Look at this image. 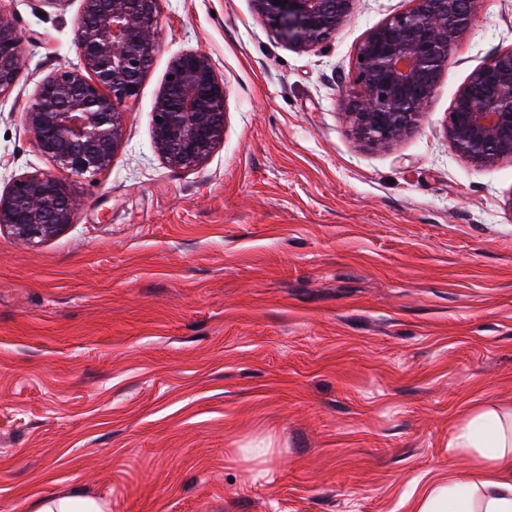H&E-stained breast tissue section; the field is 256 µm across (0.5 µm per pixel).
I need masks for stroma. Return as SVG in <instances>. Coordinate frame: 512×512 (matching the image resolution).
Listing matches in <instances>:
<instances>
[{"label": "stroma", "instance_id": "obj_1", "mask_svg": "<svg viewBox=\"0 0 512 512\" xmlns=\"http://www.w3.org/2000/svg\"><path fill=\"white\" fill-rule=\"evenodd\" d=\"M411 0H356L299 51L252 0H159L158 49L109 169L29 246L0 232V512L50 496L106 512H417L476 458L474 410L512 411V160L445 134L470 74L512 47L486 0L418 131L361 146L339 110L358 44ZM81 0H0L23 37L0 98V189L54 172L23 109L79 66ZM205 52L224 139L170 166L152 111L172 60Z\"/></svg>", "mask_w": 512, "mask_h": 512}]
</instances>
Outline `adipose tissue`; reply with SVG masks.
Segmentation results:
<instances>
[{"mask_svg": "<svg viewBox=\"0 0 512 512\" xmlns=\"http://www.w3.org/2000/svg\"><path fill=\"white\" fill-rule=\"evenodd\" d=\"M449 445L476 453L480 465L468 480L452 478L434 488L419 512H512V413L476 412Z\"/></svg>", "mask_w": 512, "mask_h": 512, "instance_id": "1", "label": "adipose tissue"}]
</instances>
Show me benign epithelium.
<instances>
[{"mask_svg": "<svg viewBox=\"0 0 512 512\" xmlns=\"http://www.w3.org/2000/svg\"><path fill=\"white\" fill-rule=\"evenodd\" d=\"M158 0H82L73 40L81 66L60 67L24 108L34 147L60 172L93 178L108 169L123 136L124 103L139 93L155 39ZM355 0H253L267 28L306 51L348 24ZM485 0H412L367 33L340 102L354 137L384 150L414 133L448 68L453 44L467 35ZM22 35L0 15V97L13 89ZM154 108L155 150L175 168H193L224 138L226 87L203 52L170 64ZM455 151L480 166L512 160V48L475 69L446 123ZM78 202L55 174L17 177L0 191V230L37 245L73 223Z\"/></svg>", "mask_w": 512, "mask_h": 512, "instance_id": "benign-epithelium-1", "label": "benign epithelium"}]
</instances>
